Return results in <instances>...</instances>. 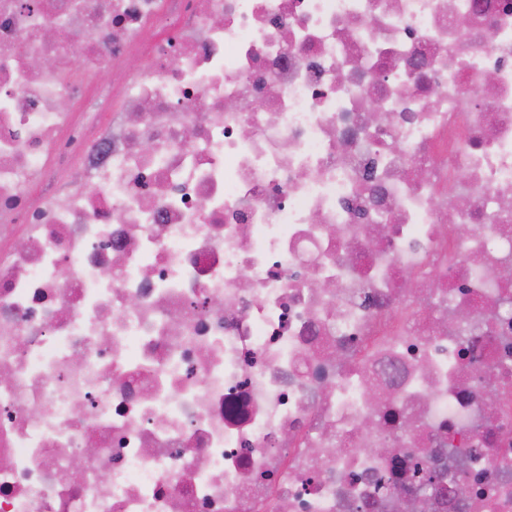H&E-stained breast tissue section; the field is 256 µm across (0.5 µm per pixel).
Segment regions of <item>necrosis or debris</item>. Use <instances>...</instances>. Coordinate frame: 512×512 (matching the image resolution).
<instances>
[{
  "instance_id": "4bbe7bcc",
  "label": "necrosis or debris",
  "mask_w": 512,
  "mask_h": 512,
  "mask_svg": "<svg viewBox=\"0 0 512 512\" xmlns=\"http://www.w3.org/2000/svg\"><path fill=\"white\" fill-rule=\"evenodd\" d=\"M0 512H512V0H0Z\"/></svg>"
}]
</instances>
